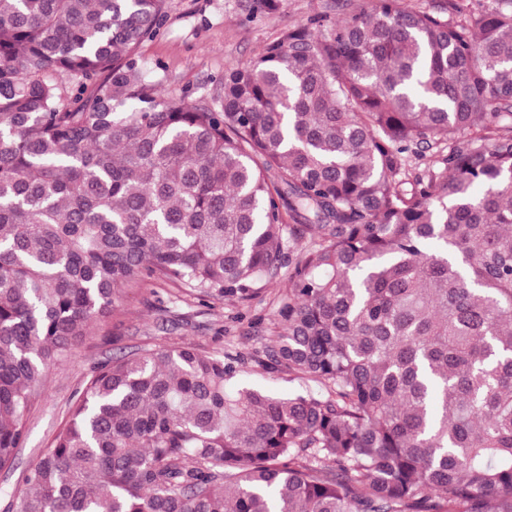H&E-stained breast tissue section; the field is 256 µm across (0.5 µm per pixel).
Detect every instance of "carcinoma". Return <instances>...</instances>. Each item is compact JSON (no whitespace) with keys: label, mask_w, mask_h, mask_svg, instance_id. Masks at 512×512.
Instances as JSON below:
<instances>
[{"label":"carcinoma","mask_w":512,"mask_h":512,"mask_svg":"<svg viewBox=\"0 0 512 512\" xmlns=\"http://www.w3.org/2000/svg\"><path fill=\"white\" fill-rule=\"evenodd\" d=\"M343 9L214 108L146 79L166 0H0V468L43 370L151 276L240 306L288 269L252 361L314 384L116 357L17 512H512V0Z\"/></svg>","instance_id":"obj_1"}]
</instances>
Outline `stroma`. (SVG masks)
I'll use <instances>...</instances> for the list:
<instances>
[{"mask_svg":"<svg viewBox=\"0 0 512 512\" xmlns=\"http://www.w3.org/2000/svg\"><path fill=\"white\" fill-rule=\"evenodd\" d=\"M333 0H284L271 16L247 17L243 0H167V17L159 33L138 49L149 80L163 94L186 95L218 105L219 80L229 65L249 62L282 32L332 11ZM282 284L243 306L203 301L195 292L157 279L128 287L119 308L94 322L66 359L51 366L25 418L28 437L12 467L0 469V512H16L23 477L42 448L49 446L68 418L87 377L112 357L144 347L190 343L201 350L245 357L241 381L280 394L303 389L300 380L271 376L255 368L250 357L262 350L274 319Z\"/></svg>","mask_w":512,"mask_h":512,"instance_id":"obj_1","label":"stroma"}]
</instances>
